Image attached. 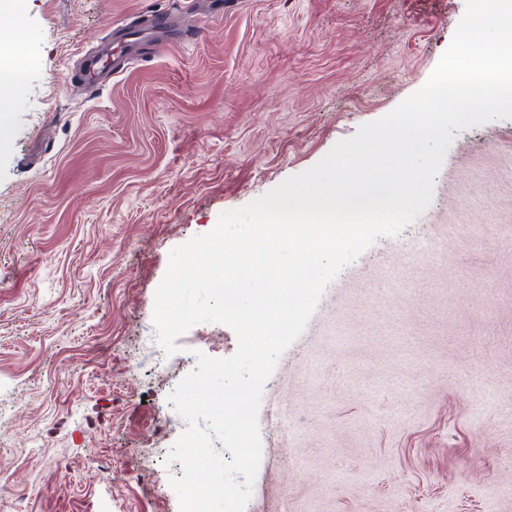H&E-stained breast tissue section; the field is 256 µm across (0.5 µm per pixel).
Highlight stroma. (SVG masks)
<instances>
[{
    "label": "stroma",
    "instance_id": "stroma-1",
    "mask_svg": "<svg viewBox=\"0 0 512 512\" xmlns=\"http://www.w3.org/2000/svg\"><path fill=\"white\" fill-rule=\"evenodd\" d=\"M465 0H23L0 147V512H179L158 357L171 251L420 89ZM87 85L83 59L146 13ZM417 256L412 265L404 256ZM399 271L389 288L385 277ZM250 512H512V118L457 132L428 209L327 285L265 385Z\"/></svg>",
    "mask_w": 512,
    "mask_h": 512
}]
</instances>
